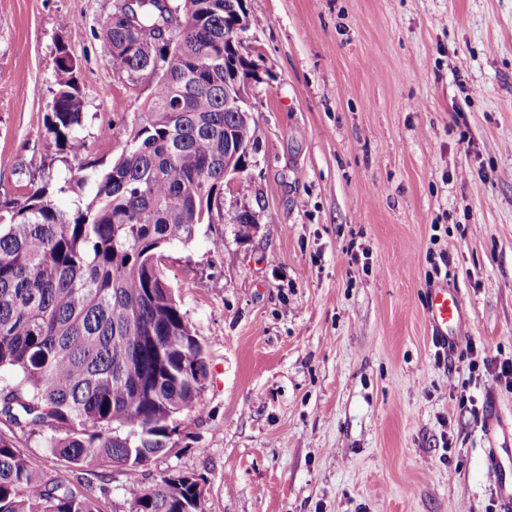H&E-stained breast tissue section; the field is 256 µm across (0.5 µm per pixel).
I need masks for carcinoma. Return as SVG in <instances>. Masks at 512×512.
<instances>
[{
    "label": "carcinoma",
    "instance_id": "1",
    "mask_svg": "<svg viewBox=\"0 0 512 512\" xmlns=\"http://www.w3.org/2000/svg\"><path fill=\"white\" fill-rule=\"evenodd\" d=\"M183 16L180 54L155 32L163 0H135L132 20L111 15L112 70L134 79L165 66L145 112L109 165L88 158L77 64L57 48L46 132L70 178L0 204V414L68 467L119 464L132 484L171 448L173 421L205 410L204 348L185 320L160 261L200 224L224 223V158L256 142L225 107L247 91L251 46L232 35L240 0H170ZM76 166H70V162ZM75 195L62 209L52 192ZM0 512H97L94 494L48 480L0 431ZM130 512H205L198 476L168 472L140 488Z\"/></svg>",
    "mask_w": 512,
    "mask_h": 512
}]
</instances>
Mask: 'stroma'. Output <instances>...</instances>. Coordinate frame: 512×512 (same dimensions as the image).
Segmentation results:
<instances>
[{
	"mask_svg": "<svg viewBox=\"0 0 512 512\" xmlns=\"http://www.w3.org/2000/svg\"><path fill=\"white\" fill-rule=\"evenodd\" d=\"M246 8L257 142L224 223L165 252L204 347L206 408L178 418L142 481L195 473L206 512H498L482 421L492 403L512 422L498 376L512 361V0ZM113 10L0 0V201L68 174L45 130L58 44L78 64L92 159L120 154L154 84L113 73ZM444 283L469 318L448 357L425 312ZM12 432L49 476L98 491L99 512H129L139 488L122 468L75 470L51 429Z\"/></svg>",
	"mask_w": 512,
	"mask_h": 512,
	"instance_id": "1",
	"label": "stroma"
}]
</instances>
